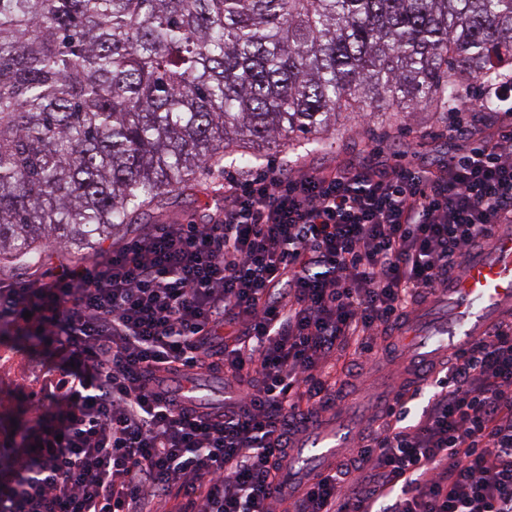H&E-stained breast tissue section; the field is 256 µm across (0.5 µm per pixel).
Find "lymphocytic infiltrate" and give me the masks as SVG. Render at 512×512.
<instances>
[{
  "label": "lymphocytic infiltrate",
  "mask_w": 512,
  "mask_h": 512,
  "mask_svg": "<svg viewBox=\"0 0 512 512\" xmlns=\"http://www.w3.org/2000/svg\"><path fill=\"white\" fill-rule=\"evenodd\" d=\"M508 231L512 130L436 165L233 179L204 222L0 280V324L58 369L5 438L0 512H512V316L396 382L347 460L296 481L288 454L350 366ZM210 374L232 401L175 385Z\"/></svg>",
  "instance_id": "1"
}]
</instances>
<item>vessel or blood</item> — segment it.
<instances>
[{
	"label": "vessel or blood",
	"mask_w": 512,
	"mask_h": 512,
	"mask_svg": "<svg viewBox=\"0 0 512 512\" xmlns=\"http://www.w3.org/2000/svg\"><path fill=\"white\" fill-rule=\"evenodd\" d=\"M447 310H428L420 325L405 329L403 338L416 360L430 362L456 337L480 338L504 312L512 310V234L494 238L469 253L462 273L443 293Z\"/></svg>",
	"instance_id": "1"
}]
</instances>
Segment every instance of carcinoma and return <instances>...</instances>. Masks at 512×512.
<instances>
[{
	"instance_id": "cac0c4a2",
	"label": "carcinoma",
	"mask_w": 512,
	"mask_h": 512,
	"mask_svg": "<svg viewBox=\"0 0 512 512\" xmlns=\"http://www.w3.org/2000/svg\"><path fill=\"white\" fill-rule=\"evenodd\" d=\"M512 81V0H0V265L81 259L338 117Z\"/></svg>"
}]
</instances>
